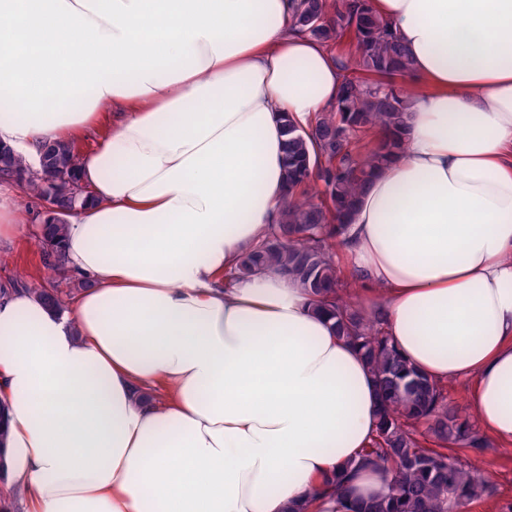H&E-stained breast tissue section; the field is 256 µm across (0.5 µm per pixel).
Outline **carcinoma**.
<instances>
[{"label": "carcinoma", "mask_w": 512, "mask_h": 512, "mask_svg": "<svg viewBox=\"0 0 512 512\" xmlns=\"http://www.w3.org/2000/svg\"><path fill=\"white\" fill-rule=\"evenodd\" d=\"M291 25L327 46L350 42L353 61L343 65L336 105L314 118L305 131L283 119L284 166L290 200L279 221L245 250L224 285L262 274L294 281L315 309L334 320L339 336L357 344L381 394L375 438L363 449L365 461L393 473L389 493L354 506V512H452L489 487L472 475L461 453L486 445L445 385L419 374L381 331L351 302L355 281L336 261V246L347 239L359 197L393 158L403 152L412 78L406 49L370 0H293ZM78 151L71 141H53L44 164L60 174L48 181L27 167L23 156L0 149V180L27 177L23 191L51 194L71 212L83 203L75 181ZM68 220L60 214L40 237L48 252V274L58 271ZM46 304L65 307L56 289L32 288Z\"/></svg>", "instance_id": "carcinoma-1"}]
</instances>
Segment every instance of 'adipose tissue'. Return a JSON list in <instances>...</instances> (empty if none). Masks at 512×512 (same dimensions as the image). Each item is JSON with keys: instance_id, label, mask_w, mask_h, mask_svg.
I'll use <instances>...</instances> for the list:
<instances>
[{"instance_id": "ef3b65f1", "label": "adipose tissue", "mask_w": 512, "mask_h": 512, "mask_svg": "<svg viewBox=\"0 0 512 512\" xmlns=\"http://www.w3.org/2000/svg\"><path fill=\"white\" fill-rule=\"evenodd\" d=\"M419 86L402 155L343 246L354 292L429 379L472 382L512 447V0H373ZM291 0H0V142L98 133L58 310L0 295V458L22 512H346L380 394L294 283L224 271L287 200L281 115L334 105L342 63ZM347 469L342 493L322 483Z\"/></svg>"}]
</instances>
